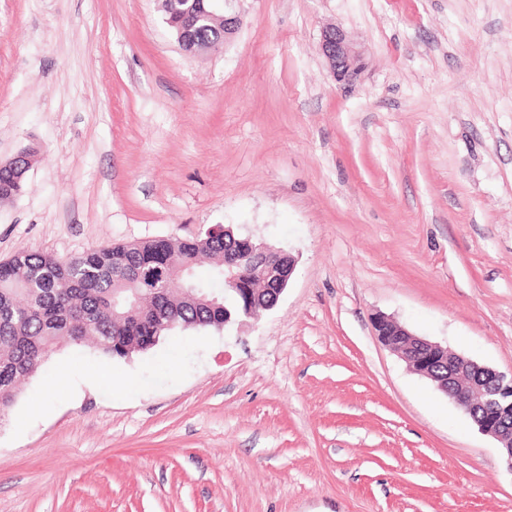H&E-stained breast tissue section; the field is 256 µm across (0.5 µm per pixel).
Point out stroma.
<instances>
[{
    "instance_id": "obj_1",
    "label": "stroma",
    "mask_w": 512,
    "mask_h": 512,
    "mask_svg": "<svg viewBox=\"0 0 512 512\" xmlns=\"http://www.w3.org/2000/svg\"><path fill=\"white\" fill-rule=\"evenodd\" d=\"M224 10L188 57L156 0H0V160L39 149L0 262L217 224L295 260L224 329L54 349L0 413V512H512L499 442L375 330L512 371V0ZM320 50L336 79L353 85L360 75L362 52L339 26H326L321 32Z\"/></svg>"
}]
</instances>
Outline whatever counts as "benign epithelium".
<instances>
[{
  "label": "benign epithelium",
  "mask_w": 512,
  "mask_h": 512,
  "mask_svg": "<svg viewBox=\"0 0 512 512\" xmlns=\"http://www.w3.org/2000/svg\"><path fill=\"white\" fill-rule=\"evenodd\" d=\"M207 15V11L189 6L177 9L175 19L165 20L168 26L176 28L175 40L185 54H197L194 33L198 23ZM320 50L336 79L349 85L357 80L363 68L362 52L341 27H324ZM34 161L35 157L27 155L24 149L7 161H0V169L20 165L27 172ZM220 236L229 246L228 253L224 255V267L228 270L237 266L238 257L242 254L262 262L259 272L273 285L274 295L262 308H272L288 285L294 259L279 249L255 243L249 236H238L223 225H215L205 234L193 236L192 240L202 245ZM376 328L381 342L389 350L409 368L431 380L461 409L468 412L472 402L481 404L482 413L472 417V421L481 433L502 443L504 462L512 471V425L509 424L512 373L508 375L480 365L437 342L415 336L387 316L377 318Z\"/></svg>",
  "instance_id": "obj_1"
}]
</instances>
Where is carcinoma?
<instances>
[{
    "label": "carcinoma",
    "mask_w": 512,
    "mask_h": 512,
    "mask_svg": "<svg viewBox=\"0 0 512 512\" xmlns=\"http://www.w3.org/2000/svg\"><path fill=\"white\" fill-rule=\"evenodd\" d=\"M197 46L203 52L224 44V25L199 24ZM25 180L0 171V200L23 191ZM211 260L207 278L196 271ZM161 267L166 281L159 294L134 299L144 287L136 270ZM251 296L262 305L267 281L244 265ZM199 288L208 289L201 300ZM244 298L224 279V241L207 245L158 238L146 242L92 248L80 256L58 258L20 253L0 263V412L17 393V381L40 368L48 354L65 342L91 346L123 358L149 350L176 327L224 328V311L242 312Z\"/></svg>",
    "instance_id": "carcinoma-1"
}]
</instances>
